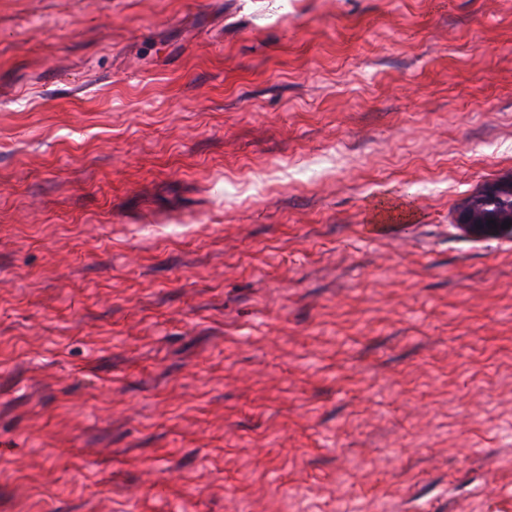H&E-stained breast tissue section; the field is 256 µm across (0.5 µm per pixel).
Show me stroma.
<instances>
[{
	"instance_id": "stroma-1",
	"label": "stroma",
	"mask_w": 512,
	"mask_h": 512,
	"mask_svg": "<svg viewBox=\"0 0 512 512\" xmlns=\"http://www.w3.org/2000/svg\"><path fill=\"white\" fill-rule=\"evenodd\" d=\"M512 0H0V512H512ZM507 187L508 203L494 210H489L486 204L489 198H502L500 190ZM493 219L497 224L488 225V220ZM504 221L510 223L508 229H502ZM457 223L461 224L468 232L477 236L497 235L512 232V180L501 179L487 183L476 195L466 199L457 210Z\"/></svg>"
}]
</instances>
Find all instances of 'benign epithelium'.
I'll return each mask as SVG.
<instances>
[{
  "label": "benign epithelium",
  "instance_id": "obj_1",
  "mask_svg": "<svg viewBox=\"0 0 512 512\" xmlns=\"http://www.w3.org/2000/svg\"><path fill=\"white\" fill-rule=\"evenodd\" d=\"M495 224H488V220ZM510 223L504 230L500 225ZM457 223L477 236L512 232V180L501 179L486 184L476 195L466 199L457 210ZM499 228H494V225Z\"/></svg>",
  "mask_w": 512,
  "mask_h": 512
}]
</instances>
